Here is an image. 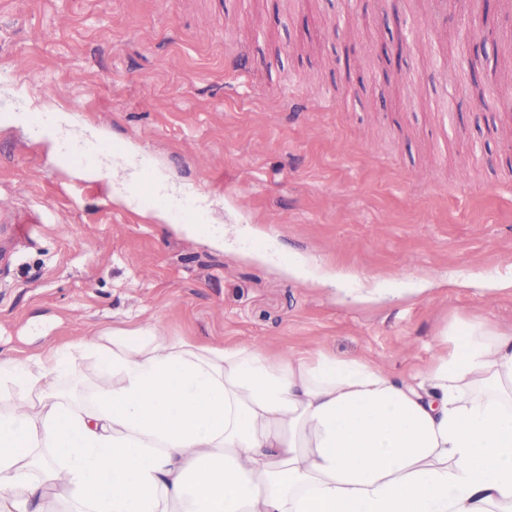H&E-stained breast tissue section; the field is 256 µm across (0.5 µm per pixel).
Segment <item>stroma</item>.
I'll list each match as a JSON object with an SVG mask.
<instances>
[{
  "mask_svg": "<svg viewBox=\"0 0 512 512\" xmlns=\"http://www.w3.org/2000/svg\"><path fill=\"white\" fill-rule=\"evenodd\" d=\"M493 23L433 0H0V360L126 321L402 375L454 316L511 326L512 290L479 285L512 278V10ZM57 111L67 155L33 132ZM131 150L181 194L113 179ZM189 187L238 227L224 248L182 232ZM300 257L352 277L293 278ZM111 383L93 353L56 381Z\"/></svg>",
  "mask_w": 512,
  "mask_h": 512,
  "instance_id": "obj_1",
  "label": "stroma"
}]
</instances>
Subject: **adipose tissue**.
Returning <instances> with one entry per match:
<instances>
[{"instance_id": "ef3b65f1", "label": "adipose tissue", "mask_w": 512, "mask_h": 512, "mask_svg": "<svg viewBox=\"0 0 512 512\" xmlns=\"http://www.w3.org/2000/svg\"><path fill=\"white\" fill-rule=\"evenodd\" d=\"M436 345L397 377L153 326L0 361L23 390L0 409V512L57 487L72 512H512V329L461 319ZM89 351L114 383L75 404L54 378Z\"/></svg>"}]
</instances>
